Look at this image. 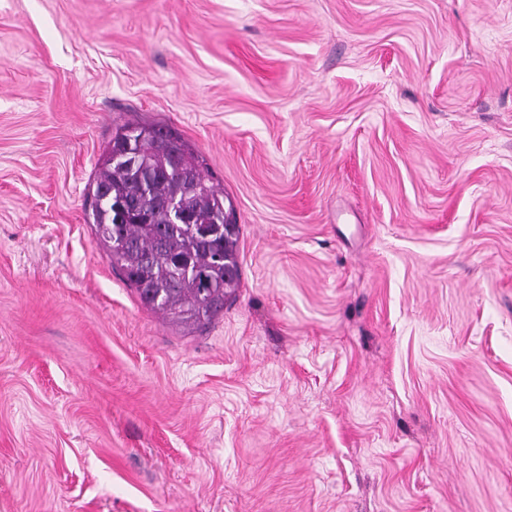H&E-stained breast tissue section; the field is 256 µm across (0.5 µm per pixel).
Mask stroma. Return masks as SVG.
Returning a JSON list of instances; mask_svg holds the SVG:
<instances>
[{
    "instance_id": "1",
    "label": "stroma",
    "mask_w": 512,
    "mask_h": 512,
    "mask_svg": "<svg viewBox=\"0 0 512 512\" xmlns=\"http://www.w3.org/2000/svg\"><path fill=\"white\" fill-rule=\"evenodd\" d=\"M166 126L210 322L85 199ZM0 512H512V0H0ZM157 141L162 145L156 146ZM126 151L129 159L117 157ZM182 160L190 179L179 167ZM92 192V224L104 254L145 306L184 324H199L224 310L227 289L239 282L240 227L231 202L226 207L223 191L205 182L197 156L180 137L158 126L119 128L112 134ZM129 197L139 201L148 223L137 215L117 220L115 207L123 215L136 207L135 201H122ZM173 201L197 219L219 223L212 224L220 229L216 227L211 242L201 239L194 225L179 224L186 216L178 205H172L173 223L168 206ZM225 224L233 227L226 229ZM154 226L159 233H154Z\"/></svg>"
}]
</instances>
